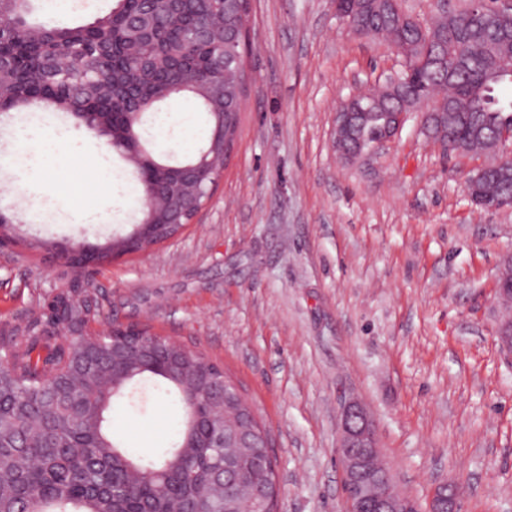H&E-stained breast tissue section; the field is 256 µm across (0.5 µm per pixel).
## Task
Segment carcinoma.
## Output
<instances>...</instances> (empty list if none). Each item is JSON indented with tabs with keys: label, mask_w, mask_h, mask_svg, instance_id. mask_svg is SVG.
<instances>
[{
	"label": "carcinoma",
	"mask_w": 512,
	"mask_h": 512,
	"mask_svg": "<svg viewBox=\"0 0 512 512\" xmlns=\"http://www.w3.org/2000/svg\"><path fill=\"white\" fill-rule=\"evenodd\" d=\"M238 0H182L176 11L160 9L149 31L136 33L133 21L144 0H113L110 11L77 27H53L31 19L33 0H0V112H67L80 123L101 127L107 144L135 169L142 194L165 192L163 164L147 148L141 122L129 114L153 112L172 97L170 87L196 99L208 116L207 140L218 126L240 124L244 60L224 30L237 20ZM338 9L360 19L374 37L404 47L412 72L394 89L364 92L368 111L360 138L370 144L383 136L385 118L420 109L440 95L454 106L429 124L434 141L453 135L468 151L486 153L504 127L512 128V101L498 96L512 84V23L487 24V14L463 7L438 13L418 28L393 0H340ZM209 19L212 38L189 41L187 32ZM102 80L106 90L92 94L83 83ZM224 87L235 97H219ZM491 204L512 199V158L479 182ZM89 322L99 316L71 307L67 294L32 312L15 326L0 354V512H223L224 495L210 493L201 476L224 458V449L203 447L204 426L182 418L172 447L155 460L132 457L112 436L113 402L133 396L129 386L144 378L163 382L166 392L199 407L209 391L198 377H226L204 354L169 340L164 347L141 343L134 332L58 336L55 309ZM247 483L276 488L275 471L254 463L240 449Z\"/></svg>",
	"instance_id": "1"
}]
</instances>
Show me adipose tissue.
<instances>
[{
  "mask_svg": "<svg viewBox=\"0 0 512 512\" xmlns=\"http://www.w3.org/2000/svg\"><path fill=\"white\" fill-rule=\"evenodd\" d=\"M78 160L66 131L20 125L14 130L10 155L0 159V171L7 175L12 197L27 208L31 219L37 222L41 216L32 203L33 195L48 186L53 174L75 165Z\"/></svg>",
  "mask_w": 512,
  "mask_h": 512,
  "instance_id": "ef3b65f1",
  "label": "adipose tissue"
}]
</instances>
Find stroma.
<instances>
[{
  "label": "stroma",
  "instance_id": "stroma-1",
  "mask_svg": "<svg viewBox=\"0 0 512 512\" xmlns=\"http://www.w3.org/2000/svg\"><path fill=\"white\" fill-rule=\"evenodd\" d=\"M241 127L212 195L175 239L75 270L27 249L38 239L101 245L140 217L130 165L104 138L63 114L35 124L71 132L82 161L45 192L48 221L32 224L0 190L17 244L0 248V338L72 280L114 323L204 353L254 405L271 440L278 512H346L338 462L344 404L369 412L399 492L428 512L435 488L458 486L462 512H512V357L494 340L507 310L496 294L512 256V208L484 212L464 181L486 156L443 153L418 113L379 155L345 163L332 147L335 116L354 93L399 69L387 43L358 36L333 0H250ZM170 122L144 135L172 162L183 147ZM112 168V221L78 224L95 209L92 173ZM122 401L114 427L142 454L170 447L183 410L152 382Z\"/></svg>",
  "mask_w": 512,
  "mask_h": 512
}]
</instances>
